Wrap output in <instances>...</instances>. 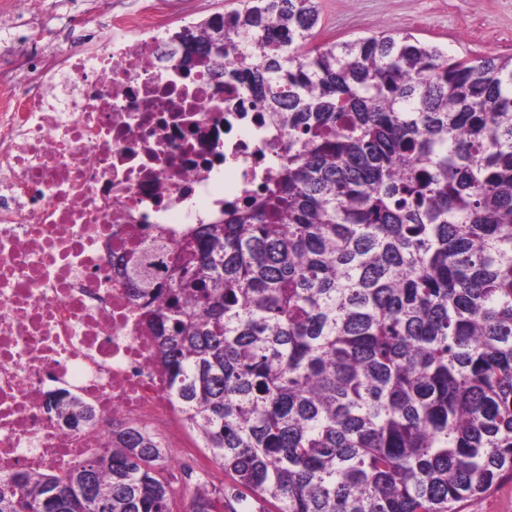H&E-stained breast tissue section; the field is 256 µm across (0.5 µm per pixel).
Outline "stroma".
<instances>
[{
	"mask_svg": "<svg viewBox=\"0 0 512 512\" xmlns=\"http://www.w3.org/2000/svg\"><path fill=\"white\" fill-rule=\"evenodd\" d=\"M0 0V28L13 32L17 47L38 34L45 50L57 47L67 27L86 28L103 38L108 17L132 0H36L33 13H7ZM318 41H346L401 31L438 45L457 58L512 57V0H319ZM238 0H155L167 17L199 22L236 8Z\"/></svg>",
	"mask_w": 512,
	"mask_h": 512,
	"instance_id": "1",
	"label": "stroma"
}]
</instances>
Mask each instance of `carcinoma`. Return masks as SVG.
I'll return each mask as SVG.
<instances>
[{
  "mask_svg": "<svg viewBox=\"0 0 512 512\" xmlns=\"http://www.w3.org/2000/svg\"><path fill=\"white\" fill-rule=\"evenodd\" d=\"M318 0H239L177 31L216 47L277 177L120 274L185 427L231 482L186 512H460L512 474V58L409 33L316 42ZM66 427L95 422L58 389ZM169 449L129 428L67 472L0 475V512H171Z\"/></svg>",
  "mask_w": 512,
  "mask_h": 512,
  "instance_id": "cac0c4a2",
  "label": "carcinoma"
}]
</instances>
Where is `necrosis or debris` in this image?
Wrapping results in <instances>:
<instances>
[{"label":"necrosis or debris","instance_id":"obj_1","mask_svg":"<svg viewBox=\"0 0 512 512\" xmlns=\"http://www.w3.org/2000/svg\"><path fill=\"white\" fill-rule=\"evenodd\" d=\"M170 26L135 0L92 52L0 47L1 474L64 472L114 427L155 433L182 470H214L183 435L120 270L149 224L169 243L167 278L191 228L274 178L288 134L269 132L234 78L161 57ZM60 386L95 424L47 412Z\"/></svg>","mask_w":512,"mask_h":512}]
</instances>
